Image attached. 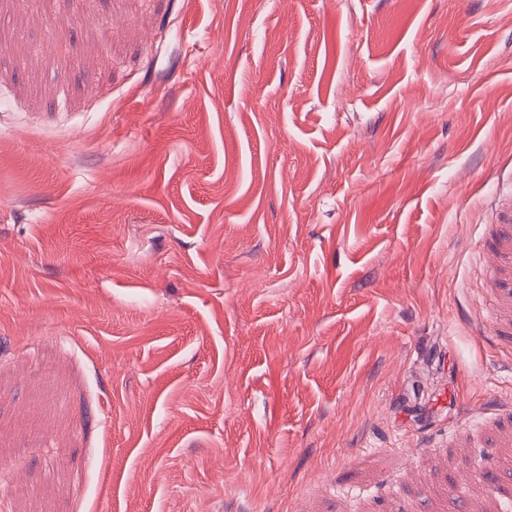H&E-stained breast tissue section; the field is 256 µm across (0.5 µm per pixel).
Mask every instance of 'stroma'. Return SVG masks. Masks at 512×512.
<instances>
[{
  "label": "stroma",
  "instance_id": "1",
  "mask_svg": "<svg viewBox=\"0 0 512 512\" xmlns=\"http://www.w3.org/2000/svg\"><path fill=\"white\" fill-rule=\"evenodd\" d=\"M510 194L512 0H0V512H512ZM486 271V340L497 348L512 350V195L495 212L490 240L479 253Z\"/></svg>",
  "mask_w": 512,
  "mask_h": 512
}]
</instances>
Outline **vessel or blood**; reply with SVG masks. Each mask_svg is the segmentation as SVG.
Returning a JSON list of instances; mask_svg holds the SVG:
<instances>
[{
	"instance_id": "b4317fda",
	"label": "vessel or blood",
	"mask_w": 512,
	"mask_h": 512,
	"mask_svg": "<svg viewBox=\"0 0 512 512\" xmlns=\"http://www.w3.org/2000/svg\"><path fill=\"white\" fill-rule=\"evenodd\" d=\"M487 274L486 340L495 347L512 350V201L495 212L493 233L479 254Z\"/></svg>"
}]
</instances>
